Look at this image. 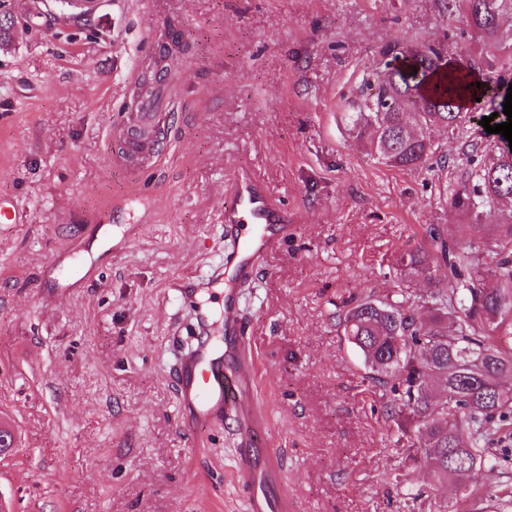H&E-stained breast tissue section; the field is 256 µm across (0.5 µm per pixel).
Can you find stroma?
Here are the masks:
<instances>
[{
	"label": "stroma",
	"mask_w": 512,
	"mask_h": 512,
	"mask_svg": "<svg viewBox=\"0 0 512 512\" xmlns=\"http://www.w3.org/2000/svg\"><path fill=\"white\" fill-rule=\"evenodd\" d=\"M42 0H10L0 49V512H244L227 421L188 442L177 421L176 346L186 338L182 275L224 253V197L236 175L263 179L292 229L241 290L259 366L265 439L297 512H409L422 491L450 512L471 505L393 448L382 388L336 316L398 291L396 263L439 226L487 261L501 207L478 228L448 197L500 147L471 113L431 133L417 169L373 159L347 113L377 90L394 45L486 55L441 0H103L85 25L26 27ZM158 101L165 154L131 171L128 84L170 29Z\"/></svg>",
	"instance_id": "1"
}]
</instances>
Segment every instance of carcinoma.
Segmentation results:
<instances>
[{"mask_svg": "<svg viewBox=\"0 0 512 512\" xmlns=\"http://www.w3.org/2000/svg\"><path fill=\"white\" fill-rule=\"evenodd\" d=\"M450 15L464 12L467 25L495 44L512 41V0H444ZM399 46L383 51L384 69L364 112L349 113L354 136L383 163L402 169L423 166L433 155L428 130L453 133L463 121L464 102L476 94L469 82L474 66L448 68L434 47L410 50L413 70L400 65ZM478 96L487 98L486 93ZM472 185L450 192L451 205L474 218L480 208L512 200V149L504 148L489 166L470 174ZM491 262L461 280L468 254L450 248L436 228L431 247L399 259L396 274H422L438 288L426 302L427 314L405 308L406 300L368 298L339 320L343 336L360 354L367 378L383 389L386 415L398 427L396 443L408 458L423 462L438 477L456 480L486 506L498 509L502 496L476 495L478 473L501 466L495 447L512 425V391L500 379L512 375V218L493 226ZM485 278L496 283L478 288ZM460 281L445 288L448 280Z\"/></svg>", "mask_w": 512, "mask_h": 512, "instance_id": "cac0c4a2", "label": "carcinoma"}]
</instances>
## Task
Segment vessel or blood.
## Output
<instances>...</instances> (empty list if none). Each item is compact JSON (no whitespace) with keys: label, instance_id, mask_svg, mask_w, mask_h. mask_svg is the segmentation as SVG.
Returning a JSON list of instances; mask_svg holds the SVG:
<instances>
[{"label":"vessel or blood","instance_id":"1","mask_svg":"<svg viewBox=\"0 0 512 512\" xmlns=\"http://www.w3.org/2000/svg\"><path fill=\"white\" fill-rule=\"evenodd\" d=\"M289 229L287 210L267 186L248 174H238L224 202V235L230 240L224 265L198 279L202 288L222 285L224 305L218 311L193 306L191 332L199 341L177 359L179 427L188 439H195L209 424L228 420L249 435L264 434L265 418L251 411L246 401L259 368L242 349L240 289L253 281L264 255L287 237ZM235 467L248 489L245 512H293L295 505L288 497L273 499L265 494V486L278 484L280 474L257 448L244 445Z\"/></svg>","mask_w":512,"mask_h":512}]
</instances>
